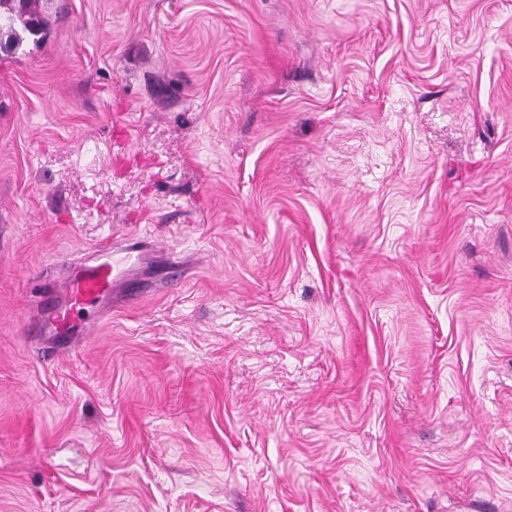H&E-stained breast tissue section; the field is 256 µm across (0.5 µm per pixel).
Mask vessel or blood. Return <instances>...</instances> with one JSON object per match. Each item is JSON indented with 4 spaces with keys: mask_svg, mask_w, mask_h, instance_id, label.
Here are the masks:
<instances>
[{
    "mask_svg": "<svg viewBox=\"0 0 512 512\" xmlns=\"http://www.w3.org/2000/svg\"><path fill=\"white\" fill-rule=\"evenodd\" d=\"M120 262L113 259L107 247L99 251L96 263L74 266L63 282L65 304L45 315L43 328L57 336L71 337L77 316L96 307L110 293L121 273Z\"/></svg>",
    "mask_w": 512,
    "mask_h": 512,
    "instance_id": "obj_1",
    "label": "vessel or blood"
}]
</instances>
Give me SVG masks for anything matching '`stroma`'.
Wrapping results in <instances>:
<instances>
[{
	"instance_id": "stroma-1",
	"label": "stroma",
	"mask_w": 512,
	"mask_h": 512,
	"mask_svg": "<svg viewBox=\"0 0 512 512\" xmlns=\"http://www.w3.org/2000/svg\"><path fill=\"white\" fill-rule=\"evenodd\" d=\"M0 51V512H512V0H45ZM142 239L75 344L69 265Z\"/></svg>"
}]
</instances>
